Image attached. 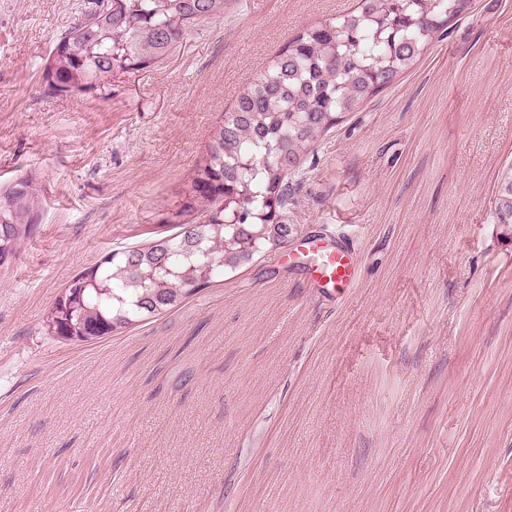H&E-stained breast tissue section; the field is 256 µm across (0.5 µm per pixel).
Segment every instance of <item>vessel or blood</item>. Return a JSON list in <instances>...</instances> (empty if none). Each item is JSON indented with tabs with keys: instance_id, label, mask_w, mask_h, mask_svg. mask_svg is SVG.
<instances>
[{
	"instance_id": "obj_1",
	"label": "vessel or blood",
	"mask_w": 512,
	"mask_h": 512,
	"mask_svg": "<svg viewBox=\"0 0 512 512\" xmlns=\"http://www.w3.org/2000/svg\"><path fill=\"white\" fill-rule=\"evenodd\" d=\"M310 250L316 252V264L308 266L305 275L312 288H345L357 276V258L354 248L344 239L323 241L317 235L306 239Z\"/></svg>"
}]
</instances>
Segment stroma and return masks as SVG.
Wrapping results in <instances>:
<instances>
[{
    "instance_id": "stroma-1",
    "label": "stroma",
    "mask_w": 512,
    "mask_h": 512,
    "mask_svg": "<svg viewBox=\"0 0 512 512\" xmlns=\"http://www.w3.org/2000/svg\"><path fill=\"white\" fill-rule=\"evenodd\" d=\"M293 179L299 233L101 340L48 336L68 281L162 221L246 80L356 0H228L83 98L43 70L90 0H0V190L40 201L0 274V512H512V0H473ZM342 238V300L291 261ZM498 224H512V167L502 175L494 199Z\"/></svg>"
}]
</instances>
